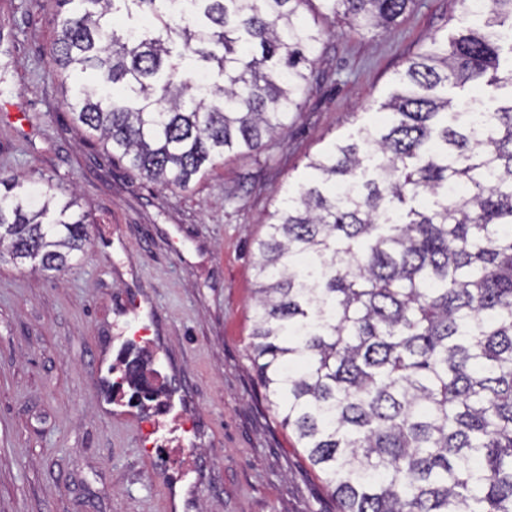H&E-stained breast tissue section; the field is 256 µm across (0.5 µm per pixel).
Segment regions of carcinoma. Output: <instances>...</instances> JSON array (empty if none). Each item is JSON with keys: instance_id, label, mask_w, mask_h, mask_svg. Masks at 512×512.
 Returning <instances> with one entry per match:
<instances>
[{"instance_id": "obj_1", "label": "carcinoma", "mask_w": 512, "mask_h": 512, "mask_svg": "<svg viewBox=\"0 0 512 512\" xmlns=\"http://www.w3.org/2000/svg\"><path fill=\"white\" fill-rule=\"evenodd\" d=\"M56 2L72 122L181 190L300 111L337 19L388 29L415 4ZM459 2L482 24L431 37L387 119L310 159L257 242V376L340 512H512V99L476 96L512 87V0ZM87 242L75 198L0 177V254L60 272Z\"/></svg>"}]
</instances>
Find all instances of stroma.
<instances>
[{
  "instance_id": "35a3bbf8",
  "label": "stroma",
  "mask_w": 512,
  "mask_h": 512,
  "mask_svg": "<svg viewBox=\"0 0 512 512\" xmlns=\"http://www.w3.org/2000/svg\"><path fill=\"white\" fill-rule=\"evenodd\" d=\"M57 13L55 0H0V174L75 192L90 242L59 273L0 258V512H169L140 434L98 387L121 376L100 356L106 337L126 336L133 291L160 309L199 413L195 512H339L256 376V241L309 157L382 121L408 60L474 18L459 0H416L384 31L337 23L312 91L266 148L179 190L74 126L52 76Z\"/></svg>"
}]
</instances>
